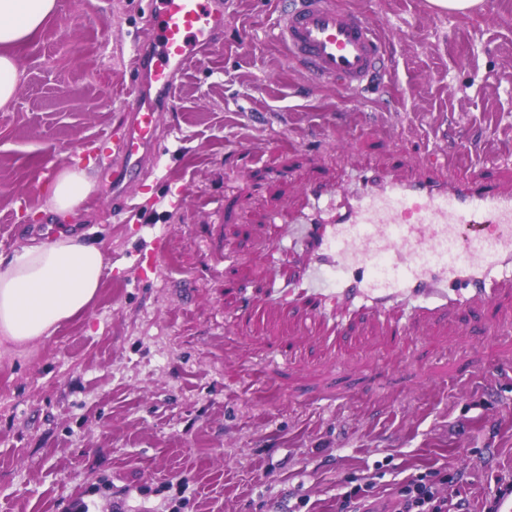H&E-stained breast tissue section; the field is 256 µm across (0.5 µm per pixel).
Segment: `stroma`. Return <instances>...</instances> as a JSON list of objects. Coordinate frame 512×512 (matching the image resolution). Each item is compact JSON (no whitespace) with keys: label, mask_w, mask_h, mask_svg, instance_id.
Wrapping results in <instances>:
<instances>
[{"label":"stroma","mask_w":512,"mask_h":512,"mask_svg":"<svg viewBox=\"0 0 512 512\" xmlns=\"http://www.w3.org/2000/svg\"><path fill=\"white\" fill-rule=\"evenodd\" d=\"M224 35L159 116L160 154L113 201L148 0H59L16 53L0 108V253L75 229L110 269L90 311L0 357V512H341L373 483L392 508L420 475L463 512L512 484V321L472 309L414 324L301 302L306 217L366 168L512 188V0L451 13L428 0H336L378 28L389 70L366 90L315 85L285 60L275 0H223ZM89 168L79 217L46 209L57 174ZM327 186L321 200L310 191ZM265 282L268 293L252 292Z\"/></svg>","instance_id":"obj_1"}]
</instances>
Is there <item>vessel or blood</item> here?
Instances as JSON below:
<instances>
[{
    "label": "vessel or blood",
    "instance_id": "vessel-or-blood-1",
    "mask_svg": "<svg viewBox=\"0 0 512 512\" xmlns=\"http://www.w3.org/2000/svg\"><path fill=\"white\" fill-rule=\"evenodd\" d=\"M152 41L133 62L130 123L112 142L124 164L118 181L156 152L158 114L186 66L224 31L216 0H151ZM273 36L287 59L322 84L363 90L384 63L385 43L365 16L336 0H294L277 8ZM438 160L399 180L381 171L328 224L312 220L308 249L336 286L310 295L311 313L333 304L383 317L398 305L410 316L447 313L449 305L486 299L496 275L512 274V191L479 181L448 183Z\"/></svg>",
    "mask_w": 512,
    "mask_h": 512
}]
</instances>
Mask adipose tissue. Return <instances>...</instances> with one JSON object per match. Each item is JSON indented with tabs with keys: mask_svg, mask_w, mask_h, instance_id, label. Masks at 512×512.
I'll return each mask as SVG.
<instances>
[{
	"mask_svg": "<svg viewBox=\"0 0 512 512\" xmlns=\"http://www.w3.org/2000/svg\"><path fill=\"white\" fill-rule=\"evenodd\" d=\"M57 9L58 0H0V107L12 100L21 76L12 47L31 38ZM94 190L86 171L67 168L58 174L47 205L75 215ZM107 266L101 247L66 231L0 254V346L25 352L86 314Z\"/></svg>",
	"mask_w": 512,
	"mask_h": 512,
	"instance_id": "adipose-tissue-1",
	"label": "adipose tissue"
}]
</instances>
